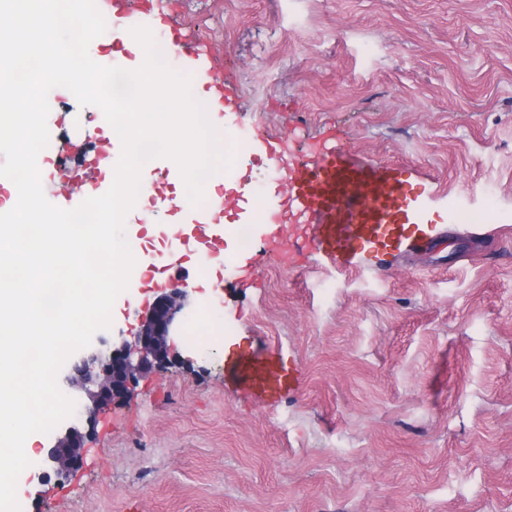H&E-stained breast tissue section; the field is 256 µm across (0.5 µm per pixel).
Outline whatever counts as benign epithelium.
<instances>
[{
    "mask_svg": "<svg viewBox=\"0 0 512 512\" xmlns=\"http://www.w3.org/2000/svg\"><path fill=\"white\" fill-rule=\"evenodd\" d=\"M194 292L196 289L178 283L156 289L153 300L138 315L134 330L120 336L109 351L88 350L74 366V374L65 377L66 384L85 393L88 403L47 449L43 484H61L81 465L87 439L82 423H95L112 405L127 400L139 377L168 368L171 337L179 331L180 319L189 314Z\"/></svg>",
    "mask_w": 512,
    "mask_h": 512,
    "instance_id": "benign-epithelium-1",
    "label": "benign epithelium"
}]
</instances>
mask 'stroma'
<instances>
[{"mask_svg": "<svg viewBox=\"0 0 512 512\" xmlns=\"http://www.w3.org/2000/svg\"><path fill=\"white\" fill-rule=\"evenodd\" d=\"M207 45L198 70H228L241 111L209 119L236 147L246 189L211 182L224 213L281 208L260 130L297 141L334 130L360 158L419 169L435 206L467 216L432 254L344 270L317 251L269 256L253 219L240 249L218 224L224 287L183 254L166 283L197 289L179 358L101 415L82 465L17 484L21 512H512V0H183ZM87 161L44 175L68 208ZM153 288L131 282L110 329L136 326Z\"/></svg>", "mask_w": 512, "mask_h": 512, "instance_id": "35a3bbf8", "label": "stroma"}]
</instances>
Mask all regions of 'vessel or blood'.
Instances as JSON below:
<instances>
[{
	"mask_svg": "<svg viewBox=\"0 0 512 512\" xmlns=\"http://www.w3.org/2000/svg\"><path fill=\"white\" fill-rule=\"evenodd\" d=\"M110 2L112 23L123 22L137 7L169 26L159 0ZM169 28L171 39L162 43V50L185 60L199 57L191 28ZM208 84L220 93L213 103L216 111L239 109L241 90L223 71L211 70ZM414 179L408 167L366 162L341 143L305 154L287 169L285 209L269 211L266 217L267 223L285 224L290 216H299L301 232L286 242L271 237V252L311 246L338 267L366 269L383 255L428 250L444 219L429 207L432 191L415 185Z\"/></svg>",
	"mask_w": 512,
	"mask_h": 512,
	"instance_id": "obj_1",
	"label": "vessel or blood"
}]
</instances>
